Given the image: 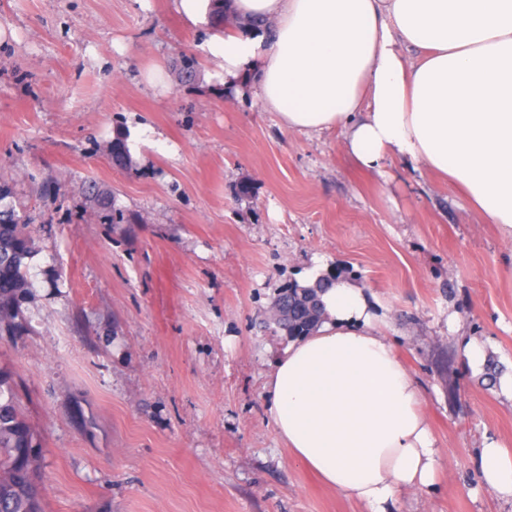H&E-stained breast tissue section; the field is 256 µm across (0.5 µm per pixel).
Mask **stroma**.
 <instances>
[{
	"label": "stroma",
	"instance_id": "stroma-1",
	"mask_svg": "<svg viewBox=\"0 0 512 512\" xmlns=\"http://www.w3.org/2000/svg\"><path fill=\"white\" fill-rule=\"evenodd\" d=\"M0 28V179L41 226L0 368L42 443L44 512H366L294 459L264 389L289 343L278 290L318 267L375 295L423 393L439 475L400 512H512L479 466L484 436L512 448V401L462 350L477 338L512 374V241L411 166L364 175L339 132L225 93L212 28L170 0H0ZM90 181L130 223H101Z\"/></svg>",
	"mask_w": 512,
	"mask_h": 512
}]
</instances>
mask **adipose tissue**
<instances>
[{
    "mask_svg": "<svg viewBox=\"0 0 512 512\" xmlns=\"http://www.w3.org/2000/svg\"><path fill=\"white\" fill-rule=\"evenodd\" d=\"M190 25L226 21L205 47L223 83L254 74L288 130H338L368 173L397 160L457 187L512 239V0H171ZM323 316L288 345L267 389L275 429L325 484L394 512L430 491L440 454L423 396L369 294L339 278ZM485 486L512 499V450H480Z\"/></svg>",
    "mask_w": 512,
    "mask_h": 512,
    "instance_id": "obj_1",
    "label": "adipose tissue"
}]
</instances>
